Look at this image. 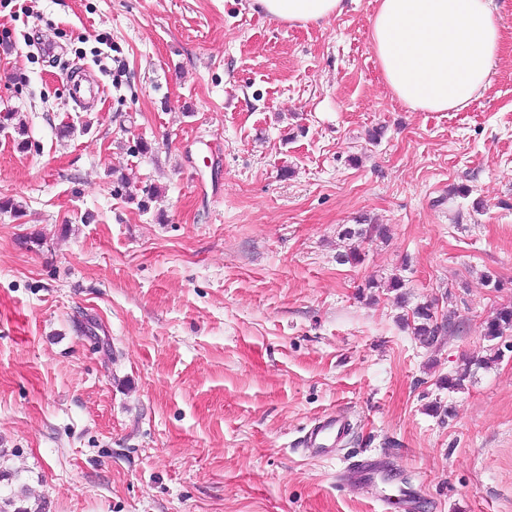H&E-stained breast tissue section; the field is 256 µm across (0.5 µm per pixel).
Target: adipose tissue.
Instances as JSON below:
<instances>
[{
	"label": "adipose tissue",
	"mask_w": 512,
	"mask_h": 512,
	"mask_svg": "<svg viewBox=\"0 0 512 512\" xmlns=\"http://www.w3.org/2000/svg\"><path fill=\"white\" fill-rule=\"evenodd\" d=\"M302 25L340 16L345 0H255ZM499 0H376L371 47L392 95L409 109L459 112L490 83L502 35Z\"/></svg>",
	"instance_id": "ef3b65f1"
}]
</instances>
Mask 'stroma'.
<instances>
[{
    "instance_id": "stroma-1",
    "label": "stroma",
    "mask_w": 512,
    "mask_h": 512,
    "mask_svg": "<svg viewBox=\"0 0 512 512\" xmlns=\"http://www.w3.org/2000/svg\"><path fill=\"white\" fill-rule=\"evenodd\" d=\"M375 7L300 27L253 0H0V198L22 207L0 212V506L512 512V351L437 384L512 303V0L460 112L391 95ZM78 68L103 87L86 105ZM360 223L390 234L339 263ZM395 274L455 310L439 344ZM330 412L349 436L308 452ZM489 348L490 355L488 357H481L474 359H469L465 362H462L457 369L453 372L448 374V376L440 378L438 380V383L441 385L442 388H448V391L454 392L461 389H464L465 381L470 379L473 374V366L475 369L479 368H488L492 363H495L496 361L500 360L501 358V352L499 347L497 346V343Z\"/></svg>"
}]
</instances>
